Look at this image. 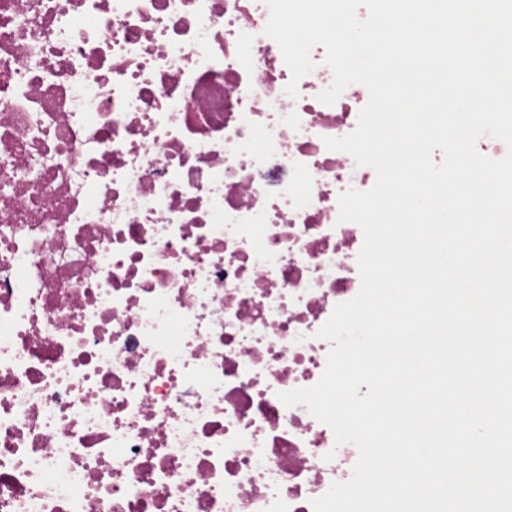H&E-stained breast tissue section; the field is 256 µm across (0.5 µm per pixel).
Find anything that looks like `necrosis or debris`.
Segmentation results:
<instances>
[{"mask_svg":"<svg viewBox=\"0 0 512 512\" xmlns=\"http://www.w3.org/2000/svg\"><path fill=\"white\" fill-rule=\"evenodd\" d=\"M264 0H0V512H313L352 444L281 392L360 290L370 189Z\"/></svg>","mask_w":512,"mask_h":512,"instance_id":"1","label":"necrosis or debris"}]
</instances>
